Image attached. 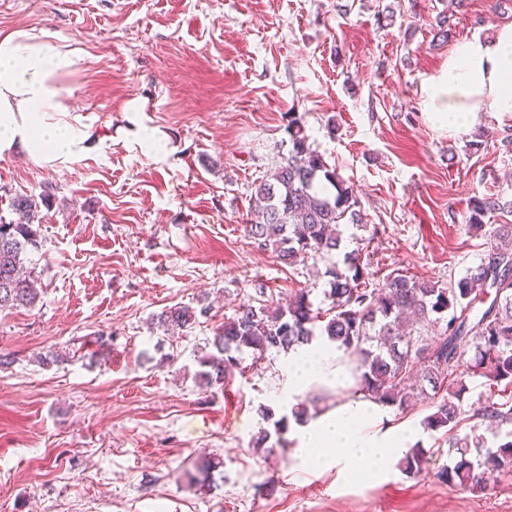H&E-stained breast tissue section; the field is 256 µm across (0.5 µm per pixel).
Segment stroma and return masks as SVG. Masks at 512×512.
<instances>
[{"mask_svg": "<svg viewBox=\"0 0 512 512\" xmlns=\"http://www.w3.org/2000/svg\"><path fill=\"white\" fill-rule=\"evenodd\" d=\"M0 0V35L47 29L84 58L61 84L92 126L89 152L52 171L0 158V219L41 198V292L0 310V512H512V475L473 492L444 483L448 439L426 432L427 473L392 466L348 482L302 472L269 439L287 414L284 351L244 353L224 385L198 359L239 304L307 288L360 252L375 281L399 270L440 284L477 266L489 235L473 197L512 200V114L479 113L451 134L428 121V87L455 45L512 24V0H467L449 42L432 24L448 0ZM392 20H380L383 10ZM361 202L339 252L282 264L245 230L254 185L288 151L289 113ZM161 142L146 146L147 136ZM207 300L177 334L153 315ZM111 336L99 353V334ZM55 350L66 361L40 365ZM220 459L212 490L176 475Z\"/></svg>", "mask_w": 512, "mask_h": 512, "instance_id": "1", "label": "stroma"}]
</instances>
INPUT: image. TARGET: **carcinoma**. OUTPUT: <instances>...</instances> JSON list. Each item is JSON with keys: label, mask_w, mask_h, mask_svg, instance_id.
I'll use <instances>...</instances> for the list:
<instances>
[{"label": "carcinoma", "mask_w": 512, "mask_h": 512, "mask_svg": "<svg viewBox=\"0 0 512 512\" xmlns=\"http://www.w3.org/2000/svg\"><path fill=\"white\" fill-rule=\"evenodd\" d=\"M452 29L451 16L440 17L434 40L447 42ZM286 133L291 148L270 177L255 186L246 228L283 264L294 266L333 255L340 246L341 225L361 226L365 215L353 189L308 145L299 114L288 113ZM10 207L19 221L0 220V309H30L39 299L27 265L29 254L41 245L40 227L35 225L39 203L33 195H18ZM506 208L512 209V203L474 198L471 229L484 230L486 212ZM489 234L496 242L483 261L446 287L393 271L371 288L365 265L353 253L346 257L345 270L333 266L325 271L329 290L324 295L330 301L326 310L314 307L306 288L275 303H243L213 336V351L199 359L204 367L199 376L208 387L222 386L227 371L240 365V355L285 351L314 336L320 322L321 335L340 343L354 364L356 391L402 410L424 393L425 382L441 395L424 418L427 429L448 435L454 454L453 464L440 478L452 486L482 490L485 472L512 473V440L473 456L470 449L484 447V438L474 433L460 437L454 430L465 414L463 375L512 385V225L500 224ZM209 310L208 304H175L156 315V324L166 331L188 328ZM412 319L441 325L440 335H421L410 324ZM306 415V403L299 402L291 415L274 421L278 441L288 432L289 419L299 422ZM480 416L498 426L512 424V406L487 402ZM425 462L424 452L412 448L401 465L405 472L419 475ZM220 467L219 460L201 459L183 477L188 487L204 491Z\"/></svg>", "instance_id": "carcinoma-1"}]
</instances>
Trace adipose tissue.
Listing matches in <instances>:
<instances>
[{"label": "adipose tissue", "mask_w": 512, "mask_h": 512, "mask_svg": "<svg viewBox=\"0 0 512 512\" xmlns=\"http://www.w3.org/2000/svg\"><path fill=\"white\" fill-rule=\"evenodd\" d=\"M82 61L56 34L18 30L0 36V157L25 152L39 166L59 169L81 159L90 125L67 104L59 74ZM428 108L440 128L458 133L480 112H512V25L489 40L460 42L430 82ZM337 343L320 336L289 349V404L336 390L335 406L290 422L297 460L312 470H353L380 479L395 458L415 447L418 429L394 423L387 405L354 389Z\"/></svg>", "instance_id": "ef3b65f1"}]
</instances>
